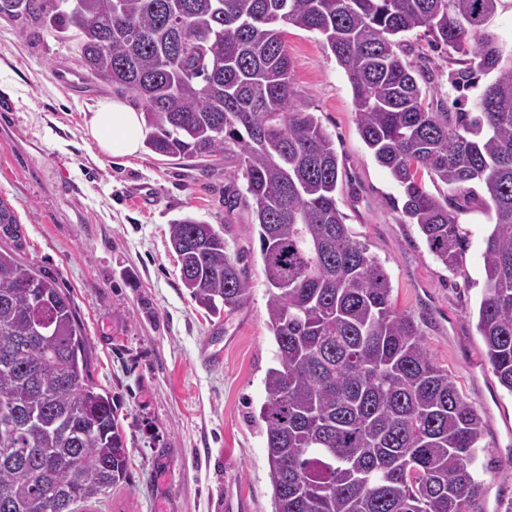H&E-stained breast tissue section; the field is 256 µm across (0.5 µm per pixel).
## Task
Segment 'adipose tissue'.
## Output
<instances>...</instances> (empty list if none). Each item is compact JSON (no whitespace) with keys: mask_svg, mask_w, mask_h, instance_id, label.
Returning <instances> with one entry per match:
<instances>
[{"mask_svg":"<svg viewBox=\"0 0 512 512\" xmlns=\"http://www.w3.org/2000/svg\"><path fill=\"white\" fill-rule=\"evenodd\" d=\"M89 127L99 149L114 158L135 155L146 137L141 113L116 100L100 101Z\"/></svg>","mask_w":512,"mask_h":512,"instance_id":"adipose-tissue-1","label":"adipose tissue"}]
</instances>
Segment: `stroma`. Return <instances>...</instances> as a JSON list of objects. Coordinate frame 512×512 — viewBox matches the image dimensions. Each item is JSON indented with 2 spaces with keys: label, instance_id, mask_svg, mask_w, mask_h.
Returning a JSON list of instances; mask_svg holds the SVG:
<instances>
[{
  "label": "stroma",
  "instance_id": "35a3bbf8",
  "mask_svg": "<svg viewBox=\"0 0 512 512\" xmlns=\"http://www.w3.org/2000/svg\"><path fill=\"white\" fill-rule=\"evenodd\" d=\"M284 39L302 102L331 135L345 172L336 199L346 224L383 265L396 308L421 325L435 363L486 424L480 512H512V393L476 329L493 219L462 213L463 265L451 271L437 261L363 142L348 79L321 36L289 26ZM409 41L414 65L439 68L429 102L459 99L472 109L491 75L455 89L447 51L424 36ZM116 97L87 78L75 40L35 25L22 32L0 16V201L19 223L18 239L0 235V248L17 250L70 293L93 350V379L112 397L129 451L126 482L83 512H274L255 421L276 350L260 243L250 208H224L225 189L245 190V181L220 163L175 165L145 148L125 158L101 153L88 122L99 101ZM186 215L230 225V253L248 255L250 295L222 318L208 316L182 286L168 228Z\"/></svg>",
  "mask_w": 512,
  "mask_h": 512
}]
</instances>
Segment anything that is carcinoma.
Returning <instances> with one entry per match:
<instances>
[{"mask_svg": "<svg viewBox=\"0 0 512 512\" xmlns=\"http://www.w3.org/2000/svg\"><path fill=\"white\" fill-rule=\"evenodd\" d=\"M503 0H0V14L75 37L87 73L137 101L145 147L232 163L246 180L277 346L259 411L275 512H474L484 423L435 364L387 272L336 201L331 136L301 103L285 26L316 32L352 88L358 131L399 187L403 215L449 269L459 215H493L477 331L512 393V47L489 31ZM461 56L455 88L494 80L473 112L432 107L406 36ZM427 174L447 193L435 195ZM0 233L18 225L0 201ZM223 224L169 225L192 300L221 318L248 298ZM74 302L0 249V512H80L126 481L129 452Z\"/></svg>", "mask_w": 512, "mask_h": 512, "instance_id": "obj_1", "label": "carcinoma"}]
</instances>
